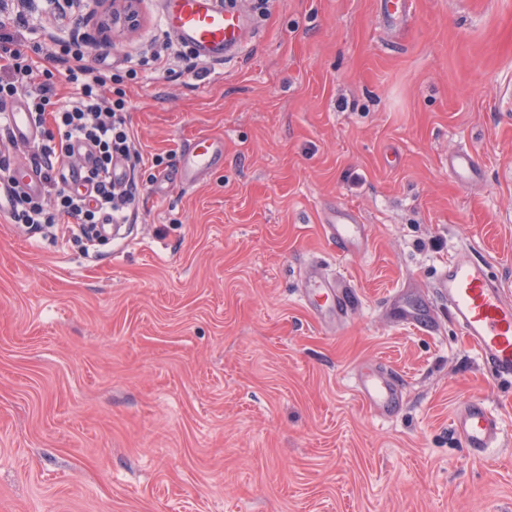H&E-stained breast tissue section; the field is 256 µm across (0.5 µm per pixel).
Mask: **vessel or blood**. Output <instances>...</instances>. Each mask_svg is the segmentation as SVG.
Masks as SVG:
<instances>
[{"instance_id": "1", "label": "vessel or blood", "mask_w": 512, "mask_h": 512, "mask_svg": "<svg viewBox=\"0 0 512 512\" xmlns=\"http://www.w3.org/2000/svg\"><path fill=\"white\" fill-rule=\"evenodd\" d=\"M163 18L170 33L206 59L230 55L243 42L241 14L217 8L214 0H166ZM7 112L12 142L32 145L40 133L24 99L16 98ZM223 147L222 139L214 137L184 142L181 167L173 177L174 182L184 187L198 184L221 158ZM448 169L466 184L478 181L481 176L478 158L470 151L449 155ZM323 228L343 254L363 249L367 240L365 225L347 208L332 209ZM314 289L329 291L335 299L332 307L318 309L320 320L333 325L345 323L351 310L348 286L321 269L311 268L304 274L301 292L307 295ZM442 306L447 307L483 367L495 378L512 380V296L467 249L458 250L441 265L432 282V296L424 304L414 307L396 299L390 304V313L402 325L431 332L437 326V310ZM354 388L359 400L377 414L393 415L401 404L402 379L387 368L357 371ZM452 427L462 448L473 457L493 447L502 433L499 415L479 398L458 406Z\"/></svg>"}]
</instances>
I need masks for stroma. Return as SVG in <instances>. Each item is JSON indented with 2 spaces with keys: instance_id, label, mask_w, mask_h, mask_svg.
I'll list each match as a JSON object with an SVG mask.
<instances>
[{
  "instance_id": "35a3bbf8",
  "label": "stroma",
  "mask_w": 512,
  "mask_h": 512,
  "mask_svg": "<svg viewBox=\"0 0 512 512\" xmlns=\"http://www.w3.org/2000/svg\"><path fill=\"white\" fill-rule=\"evenodd\" d=\"M28 39L86 37L121 68L163 37L161 0L120 40L98 0H17ZM240 12L243 50L202 81L174 64L124 84L144 157L176 173L182 143L223 138L191 188L138 168L117 236L87 252L57 225L0 217V512H512V385L440 309L433 333L392 323L469 247L512 293V0H277ZM475 151L460 184L448 157ZM331 206L364 249L339 257ZM346 278L328 330L298 288ZM384 365L404 405L382 417L353 375ZM479 397L503 434L467 456L452 430ZM327 237L336 243L342 254L363 249L367 240L366 226L360 224L355 212L347 208H333L323 224ZM326 290L333 294L335 303L329 308H319L308 300L311 290ZM301 292L307 302L319 316L318 322L341 325L347 321L350 315V291L349 287L337 278L326 275L319 268H309L303 277Z\"/></svg>"
}]
</instances>
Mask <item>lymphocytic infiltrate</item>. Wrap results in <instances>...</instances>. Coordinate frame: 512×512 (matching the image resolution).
<instances>
[{
  "mask_svg": "<svg viewBox=\"0 0 512 512\" xmlns=\"http://www.w3.org/2000/svg\"><path fill=\"white\" fill-rule=\"evenodd\" d=\"M89 46L78 39L26 45L19 22L0 11V146L8 147L7 102L24 96L40 140L29 153V161L40 174L45 191L31 195L17 191L9 214L15 224H57L72 219L86 239H93L103 221H127L136 204L139 184L128 179L112 181V167L124 162L136 168L143 157L135 145L123 113L125 98L104 97L111 84V69L92 64ZM82 142L94 154V164L85 176L86 189L72 186L63 174L73 162V142Z\"/></svg>",
  "mask_w": 512,
  "mask_h": 512,
  "instance_id": "obj_1",
  "label": "lymphocytic infiltrate"
}]
</instances>
